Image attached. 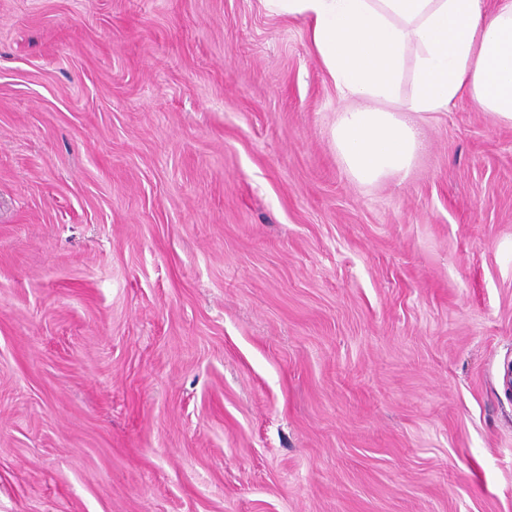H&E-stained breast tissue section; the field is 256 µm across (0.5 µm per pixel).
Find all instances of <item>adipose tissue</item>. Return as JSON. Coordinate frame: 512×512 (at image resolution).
<instances>
[{
	"mask_svg": "<svg viewBox=\"0 0 512 512\" xmlns=\"http://www.w3.org/2000/svg\"><path fill=\"white\" fill-rule=\"evenodd\" d=\"M302 19L312 53L348 101L333 130L362 183L410 170L421 148L404 112L461 100L512 126V0H265Z\"/></svg>",
	"mask_w": 512,
	"mask_h": 512,
	"instance_id": "ef3b65f1",
	"label": "adipose tissue"
}]
</instances>
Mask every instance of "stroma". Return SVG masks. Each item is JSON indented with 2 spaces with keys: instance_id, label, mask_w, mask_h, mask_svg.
I'll return each instance as SVG.
<instances>
[{
  "instance_id": "35a3bbf8",
  "label": "stroma",
  "mask_w": 512,
  "mask_h": 512,
  "mask_svg": "<svg viewBox=\"0 0 512 512\" xmlns=\"http://www.w3.org/2000/svg\"><path fill=\"white\" fill-rule=\"evenodd\" d=\"M345 105L264 0H0V512H512V126Z\"/></svg>"
}]
</instances>
